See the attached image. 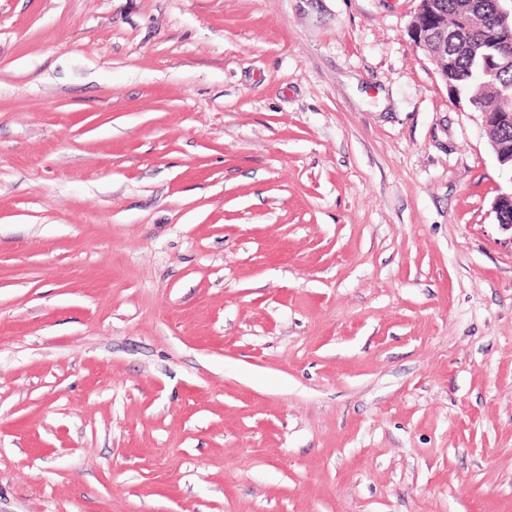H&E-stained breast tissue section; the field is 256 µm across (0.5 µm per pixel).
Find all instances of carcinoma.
Here are the masks:
<instances>
[{
	"label": "carcinoma",
	"mask_w": 512,
	"mask_h": 512,
	"mask_svg": "<svg viewBox=\"0 0 512 512\" xmlns=\"http://www.w3.org/2000/svg\"><path fill=\"white\" fill-rule=\"evenodd\" d=\"M448 9V24L456 26L466 46L454 50L453 65L448 69V83L466 99L479 95L488 109L497 106L495 90L512 95V68L482 73V57L490 52L489 32L496 21V0H475L465 23L457 21V0H438Z\"/></svg>",
	"instance_id": "carcinoma-1"
}]
</instances>
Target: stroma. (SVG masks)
I'll return each mask as SVG.
<instances>
[{"label": "stroma", "mask_w": 512, "mask_h": 512, "mask_svg": "<svg viewBox=\"0 0 512 512\" xmlns=\"http://www.w3.org/2000/svg\"><path fill=\"white\" fill-rule=\"evenodd\" d=\"M419 0H0V512H512V190Z\"/></svg>", "instance_id": "obj_1"}]
</instances>
